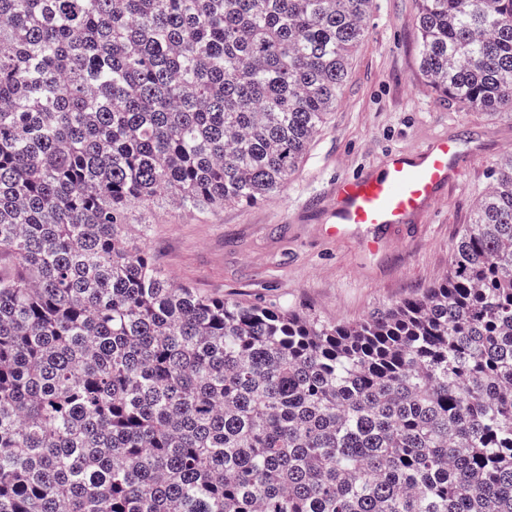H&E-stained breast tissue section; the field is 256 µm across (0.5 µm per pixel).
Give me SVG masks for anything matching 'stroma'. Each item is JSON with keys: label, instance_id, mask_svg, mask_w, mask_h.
Returning a JSON list of instances; mask_svg holds the SVG:
<instances>
[{"label": "stroma", "instance_id": "1", "mask_svg": "<svg viewBox=\"0 0 512 512\" xmlns=\"http://www.w3.org/2000/svg\"><path fill=\"white\" fill-rule=\"evenodd\" d=\"M418 0H376L335 109L287 186L250 207L187 210L135 204L129 221L176 283L199 293L291 308L325 323L356 322L421 292L448 272L464 224L512 154V118L440 97L419 67ZM449 136L462 151L458 176L414 224L375 256L357 237L324 233L337 178L380 170L394 152Z\"/></svg>", "mask_w": 512, "mask_h": 512}]
</instances>
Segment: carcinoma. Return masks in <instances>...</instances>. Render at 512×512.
I'll return each mask as SVG.
<instances>
[{
  "label": "carcinoma",
  "instance_id": "carcinoma-1",
  "mask_svg": "<svg viewBox=\"0 0 512 512\" xmlns=\"http://www.w3.org/2000/svg\"><path fill=\"white\" fill-rule=\"evenodd\" d=\"M374 0H0V512H512V155L357 323L175 284L135 203L277 195ZM420 67L512 117V0H420Z\"/></svg>",
  "mask_w": 512,
  "mask_h": 512
}]
</instances>
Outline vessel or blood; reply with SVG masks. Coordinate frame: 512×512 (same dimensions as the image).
I'll return each mask as SVG.
<instances>
[{"mask_svg": "<svg viewBox=\"0 0 512 512\" xmlns=\"http://www.w3.org/2000/svg\"><path fill=\"white\" fill-rule=\"evenodd\" d=\"M459 148L442 136L425 149L393 154L377 173L336 183L332 239L357 236L367 252L378 251L390 232L433 207L459 168Z\"/></svg>", "mask_w": 512, "mask_h": 512, "instance_id": "b4317fda", "label": "vessel or blood"}]
</instances>
